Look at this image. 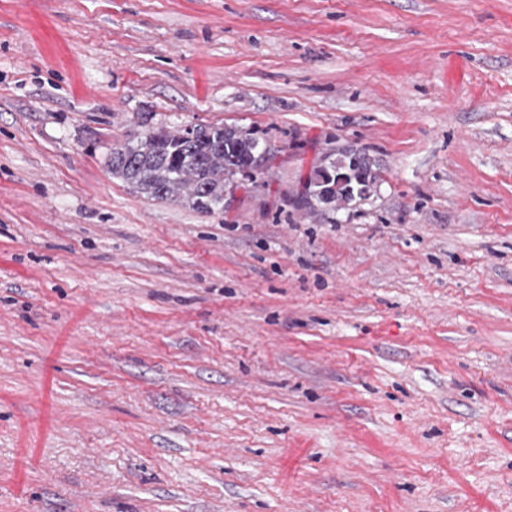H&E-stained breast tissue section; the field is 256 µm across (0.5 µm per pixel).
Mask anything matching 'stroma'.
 Segmentation results:
<instances>
[{"instance_id": "1", "label": "stroma", "mask_w": 512, "mask_h": 512, "mask_svg": "<svg viewBox=\"0 0 512 512\" xmlns=\"http://www.w3.org/2000/svg\"><path fill=\"white\" fill-rule=\"evenodd\" d=\"M214 124L224 209L109 172ZM0 512H512V0H0ZM358 150L360 154L354 158L352 155L336 152V157L331 158V155L325 156L319 164L316 163L302 182L299 206L307 209L309 212L318 214L312 200L319 196L320 192L336 196L340 200H345L347 197V189L344 186L352 190L353 183L356 182L358 183L356 186L358 189H368V183L364 180L359 184L358 175L360 172L357 169H346L353 164L358 168H360V165H363L365 169L369 168V166L376 169L372 158L363 149L359 148ZM336 168H338V170H346L343 172H335ZM336 183L342 186H337ZM328 194L318 197V209L338 210L343 204H339L335 198L330 197Z\"/></svg>"}]
</instances>
